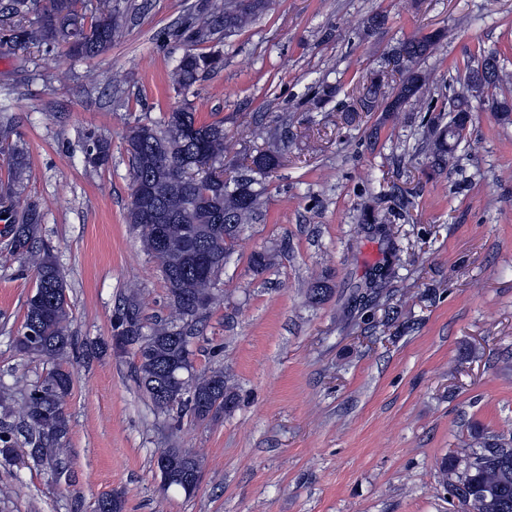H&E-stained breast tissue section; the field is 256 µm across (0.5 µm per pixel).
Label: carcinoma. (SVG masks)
Segmentation results:
<instances>
[{
    "mask_svg": "<svg viewBox=\"0 0 512 512\" xmlns=\"http://www.w3.org/2000/svg\"><path fill=\"white\" fill-rule=\"evenodd\" d=\"M48 6L41 7V2ZM75 0H12V13L43 8L35 27L14 31L20 45L56 40L64 28L54 15L55 5ZM273 0H222L210 13L199 17L190 44L171 73L174 91L185 97L203 75L223 66L218 51L199 52L197 45L213 39L219 32L240 31L251 25ZM119 29L110 13L92 18L87 31L73 36L70 52L92 57L112 46ZM438 33H430L398 42L390 48L384 66L372 73L358 102L363 112H403L420 103L428 93L429 78L421 68L440 41ZM471 96L481 98L503 81L497 56L489 53L475 65L458 74ZM391 85V92L382 91ZM469 101L456 99L449 108L448 124L435 127L430 141L432 167L444 170L454 159V152L464 137ZM228 146L224 137V119L201 122L193 103L182 104L168 112L159 122L138 123L127 136V152L131 161V180L146 177L159 189L172 222L161 226L146 224L127 206L126 221L139 231L143 250L157 263L167 287L168 305L176 314L172 321L151 325L141 316V303L136 291L124 298L117 316V327H128V335L140 336L144 348L135 349L138 387L149 397L156 410L179 422L188 415L204 421L234 407L236 397L224 381V370L213 369L197 375L191 361L188 336L204 310L213 303V286L224 270V252L232 247L238 228L256 218L266 192L263 183L241 173L224 178V153ZM280 145L267 143V149L252 157L258 169L277 165ZM110 146L97 142L88 152L93 167L108 164ZM12 179L0 182V200H11L18 194L24 173V157L12 152L8 159ZM41 218L33 206L21 208L8 224L10 249L23 259L33 261L36 281L27 298L26 313L16 341L18 351L58 363L48 376L27 396L22 409V422L31 446L30 457L42 464L56 461L57 450L70 430L64 412L66 397L71 394L74 379L70 370L60 366L72 349L68 333L69 304L66 283L53 250L38 245ZM393 271L385 261L371 269L364 287L353 293V306L367 308L390 295ZM14 429L0 424V456L11 461L15 453ZM170 457L180 469L179 478L170 485L193 495L199 487L201 465L184 448H164L159 457ZM446 488L450 498L466 507V512H512V439L498 435L482 438L479 446L452 454L442 462Z\"/></svg>",
    "mask_w": 512,
    "mask_h": 512,
    "instance_id": "carcinoma-1",
    "label": "carcinoma"
}]
</instances>
